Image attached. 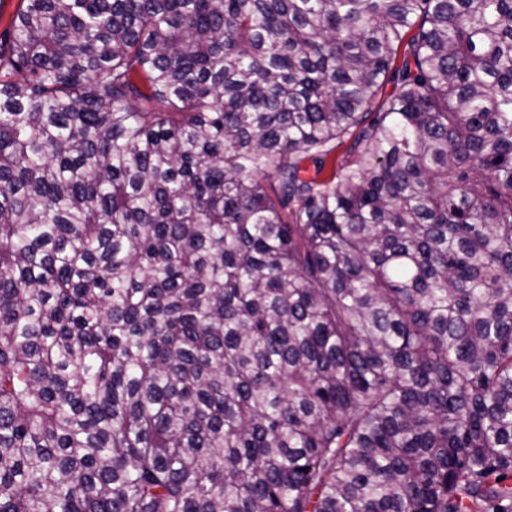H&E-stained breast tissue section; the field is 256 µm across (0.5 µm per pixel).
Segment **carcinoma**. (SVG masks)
<instances>
[{
    "instance_id": "1",
    "label": "carcinoma",
    "mask_w": 512,
    "mask_h": 512,
    "mask_svg": "<svg viewBox=\"0 0 512 512\" xmlns=\"http://www.w3.org/2000/svg\"><path fill=\"white\" fill-rule=\"evenodd\" d=\"M0 512H512V0H20Z\"/></svg>"
}]
</instances>
